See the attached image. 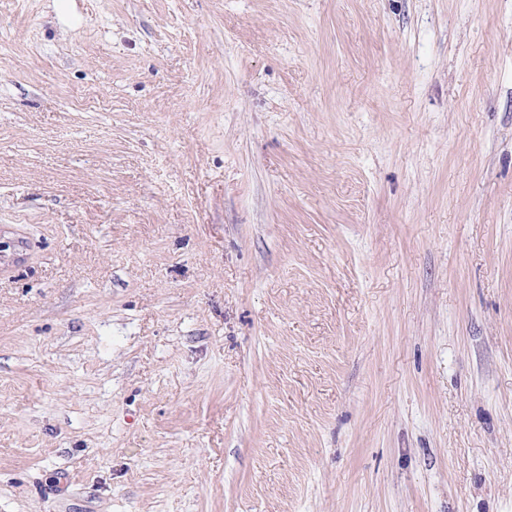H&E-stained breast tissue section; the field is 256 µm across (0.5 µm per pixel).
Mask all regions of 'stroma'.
<instances>
[{
  "label": "stroma",
  "mask_w": 512,
  "mask_h": 512,
  "mask_svg": "<svg viewBox=\"0 0 512 512\" xmlns=\"http://www.w3.org/2000/svg\"><path fill=\"white\" fill-rule=\"evenodd\" d=\"M0 0V512H512V0Z\"/></svg>",
  "instance_id": "stroma-1"
}]
</instances>
